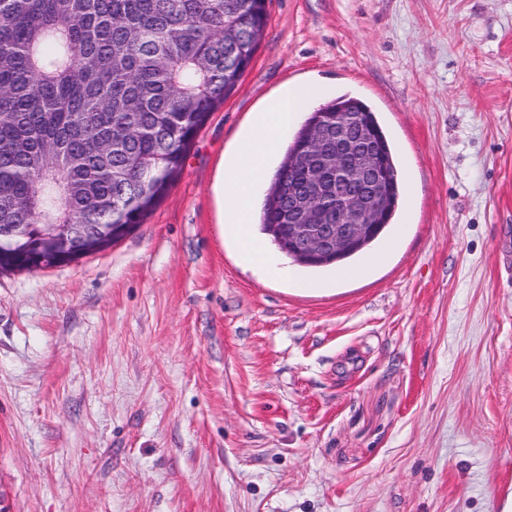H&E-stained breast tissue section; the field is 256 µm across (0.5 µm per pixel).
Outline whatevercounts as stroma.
Instances as JSON below:
<instances>
[{
  "label": "stroma",
  "mask_w": 512,
  "mask_h": 512,
  "mask_svg": "<svg viewBox=\"0 0 512 512\" xmlns=\"http://www.w3.org/2000/svg\"><path fill=\"white\" fill-rule=\"evenodd\" d=\"M143 224L0 274V512H512V0H271ZM370 104L360 277L243 266L213 184L288 86Z\"/></svg>",
  "instance_id": "1"
}]
</instances>
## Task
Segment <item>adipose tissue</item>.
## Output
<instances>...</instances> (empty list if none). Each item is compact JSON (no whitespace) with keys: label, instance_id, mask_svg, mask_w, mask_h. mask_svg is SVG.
<instances>
[{"label":"adipose tissue","instance_id":"adipose-tissue-1","mask_svg":"<svg viewBox=\"0 0 512 512\" xmlns=\"http://www.w3.org/2000/svg\"><path fill=\"white\" fill-rule=\"evenodd\" d=\"M318 94V89L313 87L287 89L257 115L225 168V181L222 185L226 212L225 233L235 240L241 262L280 277L287 276V269L273 261L250 229L251 217L257 207L252 189L267 178V159L277 151L284 130L300 114L316 104Z\"/></svg>","mask_w":512,"mask_h":512}]
</instances>
